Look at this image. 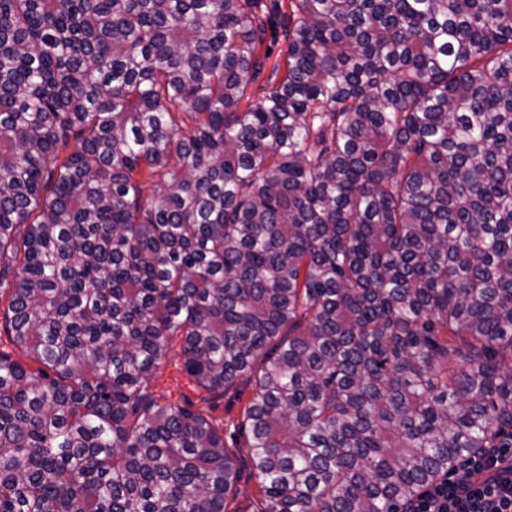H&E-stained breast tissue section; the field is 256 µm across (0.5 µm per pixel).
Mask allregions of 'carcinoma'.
I'll return each instance as SVG.
<instances>
[{
	"label": "carcinoma",
	"mask_w": 512,
	"mask_h": 512,
	"mask_svg": "<svg viewBox=\"0 0 512 512\" xmlns=\"http://www.w3.org/2000/svg\"><path fill=\"white\" fill-rule=\"evenodd\" d=\"M0 0V512H408L512 443V0ZM276 41L271 40V31L267 30L266 39L262 47L258 49V53L263 57V72L259 76L256 84L249 91L250 99L243 101L239 110L245 111L249 103L257 102L268 89V80H272L271 84L278 83L285 75L287 69V43L282 37L281 28H278ZM270 46V53L264 57L266 47ZM180 349V340L173 339L169 354L157 370L151 385L158 395L166 394L172 401L180 402L184 398L196 401L199 392L182 369ZM254 385L248 383L238 387L239 393L231 390L224 399L216 401L217 407L207 412L213 423L224 430L226 448L235 454L241 469L239 494L236 498L227 500L228 512H257L263 506V494L257 480L249 472L248 448L245 445V434L241 424L244 420V409L253 394Z\"/></svg>",
	"instance_id": "1"
}]
</instances>
